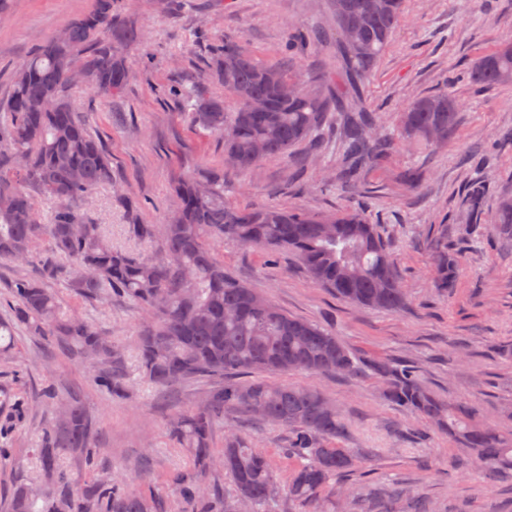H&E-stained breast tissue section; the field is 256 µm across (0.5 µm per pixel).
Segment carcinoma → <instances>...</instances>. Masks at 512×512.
<instances>
[{
	"label": "carcinoma",
	"mask_w": 512,
	"mask_h": 512,
	"mask_svg": "<svg viewBox=\"0 0 512 512\" xmlns=\"http://www.w3.org/2000/svg\"><path fill=\"white\" fill-rule=\"evenodd\" d=\"M405 0H332L336 30L351 31L336 41V60L349 84L362 83L378 65L404 16ZM133 19L115 10L114 0H93L92 7L67 26L64 40L49 37L31 51L11 76L0 101V260L26 264L38 260V278L7 285L11 315L0 318V359L15 349L16 329L68 348L95 367V381L118 395L124 391V353L90 321L62 310L50 283L62 281L85 298L121 295L141 310L136 340L137 367L152 385L209 377L215 380L203 402L183 411L175 434L189 448L195 467L174 477L181 512H236L241 499L250 512H322L323 492L353 468L357 457L336 445L346 426L315 387L240 380L242 373L347 375L366 372L385 385L394 407L422 425L448 433L486 476L512 473V436L476 418L473 408L438 398L407 361L363 360L333 333L290 316L245 283L224 272L217 245L232 240L245 247L299 256L309 277L340 298L387 311L405 308L407 299L387 244L361 210L326 216L276 206L245 208L224 200L225 175L283 158L302 142L309 153L323 148V130L336 124L340 162L338 186L355 187L400 140L415 139L435 150L448 143L457 125L458 105L448 91L415 99L403 113L401 130L383 129L380 115L359 100L345 102L332 93L314 92L288 69L265 63L244 45L224 41L212 51L208 73L190 84L176 83L168 95L187 103L196 123L219 136L231 168H205L182 177L174 215L162 224H132V233L156 244L158 255L133 256L112 247L101 225L83 204L100 185L112 183V165L103 142L68 99L69 75L88 73L86 89L99 98L121 96L128 82L125 52L137 46ZM463 78L485 89L512 84V41L475 59ZM286 83L297 86L291 96ZM217 84L233 100L211 94ZM476 176L465 188V233L485 227L483 201L487 173L495 168L490 152H478ZM55 202L49 222L42 221L38 198ZM494 224L499 237L512 241V196L500 200ZM49 249L35 253L38 241ZM435 287L453 286L458 256L448 250V229L428 242ZM0 438L25 412L0 385ZM40 398L57 406L33 449L37 477L15 473L3 492L5 512H154L156 503L127 480L97 475L102 449L96 424L75 395L60 396L48 385ZM228 408L288 431L285 453L298 461L281 492L267 455L232 436L217 455L212 429ZM93 475L84 481L70 459ZM221 469L234 484L233 496L210 483ZM400 496L391 485L363 504L362 512L384 508V498Z\"/></svg>",
	"instance_id": "obj_1"
}]
</instances>
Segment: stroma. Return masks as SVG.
<instances>
[{"label": "stroma", "mask_w": 512, "mask_h": 512, "mask_svg": "<svg viewBox=\"0 0 512 512\" xmlns=\"http://www.w3.org/2000/svg\"><path fill=\"white\" fill-rule=\"evenodd\" d=\"M89 6L90 0H8L0 13V98L30 52ZM116 8L139 31V44L128 54L124 94L101 101L80 87L70 92L112 157V184L91 195L84 210L91 221L106 225L114 246L151 255L155 245L134 238L130 220L161 223L177 208L173 185L179 177L224 161L222 140L196 126L184 105L168 99V86L205 73L211 47L227 39L264 62L281 63L289 30L332 29L331 2L118 0ZM509 39L512 0H406L403 21L362 86L363 104L393 130L414 98L448 90L460 103L453 139L435 151L402 142L350 192L332 180L335 143L313 158L301 145L289 158L265 160L232 176L233 186L224 192L226 201L240 206L275 204L312 215L365 210L390 242L406 289L405 309L390 312L345 301L313 283L289 251L271 263L265 253L231 240L221 249L226 271L283 312L331 331L359 356L413 362L436 395L474 407L505 434H512V246L487 228L465 249L454 288L443 291L433 284L426 243L442 224L449 240L459 239L463 189L472 175L466 156L492 143L497 131L512 128V85L479 92L455 73ZM411 168L424 174L415 190L403 180ZM57 289L66 308L93 322L125 352L126 392L117 397L102 390L85 360L18 329V354L0 363V380L30 409L12 431L0 486L10 484L16 468L34 474L31 450L51 415L37 394L54 384L80 394L97 424L105 468L133 481L149 474L147 490L164 512H176L169 478L192 469L193 460L172 426L181 410L204 397L208 380L163 389L148 384L135 370L140 322L135 303L113 295L89 300L62 283ZM277 380L322 390L347 425L341 447L370 450L369 458L346 472L344 484L361 491L397 482L410 494L425 496L431 512H512L511 477L486 480L475 468L453 469L459 450L447 435L433 431L417 438L420 422L384 400L371 375L288 373ZM233 432L266 452L276 481L286 485L296 465L284 453L287 431L229 412L213 429L214 449L222 450Z\"/></svg>", "instance_id": "stroma-1"}]
</instances>
